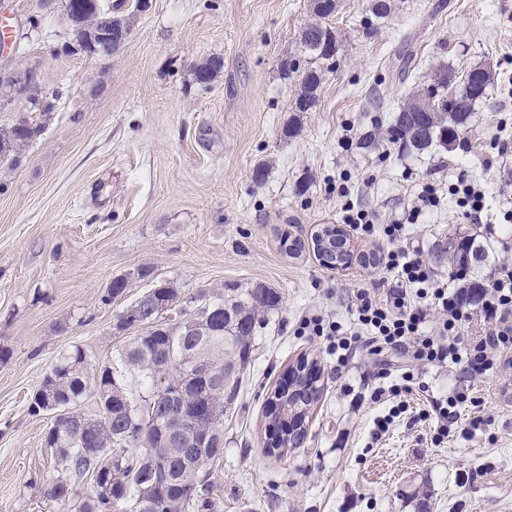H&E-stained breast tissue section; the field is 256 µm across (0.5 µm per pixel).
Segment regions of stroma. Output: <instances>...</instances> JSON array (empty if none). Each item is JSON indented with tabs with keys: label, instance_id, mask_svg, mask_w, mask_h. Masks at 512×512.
<instances>
[{
	"label": "stroma",
	"instance_id": "stroma-1",
	"mask_svg": "<svg viewBox=\"0 0 512 512\" xmlns=\"http://www.w3.org/2000/svg\"><path fill=\"white\" fill-rule=\"evenodd\" d=\"M63 4L8 0L0 9L12 67H37L54 104L44 117L27 98L0 95V129L21 118L46 124L19 165L0 164V349L10 353L0 362V512L50 509L51 417L29 410L44 376L73 346L117 365L129 336L114 329L116 316L159 280L186 296L258 282L281 296L224 412V463L211 478L217 512H512V392H501L498 377L467 383L457 365L416 368L366 345L344 363L326 339L297 333L312 311L350 324L353 289L393 285L381 240L350 236L364 260L342 270L309 248L349 203L384 224L436 185L441 203L407 225L408 244L449 279L450 247L477 235L488 256L473 264V280L512 270V223L500 217L512 198V0H394L370 38L361 27L370 0H337V64L315 107L299 115L309 61L298 35L313 18L311 0H147L143 10L126 0L131 34L109 59L75 49ZM211 56L224 66L203 88L192 68ZM287 61L298 67L288 78ZM441 63L459 75L477 64L492 70L464 135L469 149L417 154L385 138L364 148L363 133L387 128ZM291 122L298 130L289 136ZM461 176L485 193L481 223L448 193ZM286 231L306 243L297 256L280 247ZM117 277L128 288L104 304ZM302 356L321 368L306 438L267 453V401ZM407 368L409 409L375 438L383 408L372 394ZM463 384L484 398V425L461 414L452 437L432 444L418 413Z\"/></svg>",
	"mask_w": 512,
	"mask_h": 512
}]
</instances>
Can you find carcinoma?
<instances>
[{"mask_svg":"<svg viewBox=\"0 0 512 512\" xmlns=\"http://www.w3.org/2000/svg\"><path fill=\"white\" fill-rule=\"evenodd\" d=\"M391 0H372V17L364 20L363 34L377 33L375 21L387 17ZM66 11L81 14V27L73 37H85L107 25L130 27L129 17L95 9L90 0H67ZM318 21L300 31L301 52L328 66L336 64L338 48L326 51L320 40L337 42L332 16L312 4ZM222 70V60L206 58L193 66L197 84L209 85ZM435 98L427 111L416 112L419 92H414L393 113L388 140L423 154L435 146L453 145L469 125L476 102L488 96L491 72L486 66L471 68L464 80L446 65L432 71ZM322 71H304L294 111L307 112L316 103ZM45 124L21 119L0 131V162L19 164L22 152L37 141ZM128 288V280H112L103 303L110 304ZM280 303L279 292L264 284L250 288L200 290L185 298L174 283L161 280L143 299L123 310L125 329H140L120 353L121 369L100 368L79 346L65 350L43 378L30 403L33 413L65 410L56 414L45 434L46 447L56 461L58 475L44 496L52 512H215L212 472L224 461V405L239 391L240 374L250 363L257 328L266 324ZM176 317L155 324L159 312ZM186 354L210 364L212 377L187 384L195 399L192 418L170 414L158 394L166 374L165 359ZM319 377L297 364L289 382L279 387L270 440L277 446L298 448L306 437L309 406L318 398ZM211 426L206 448L186 447L198 426ZM88 483L84 497L74 487Z\"/></svg>","mask_w":512,"mask_h":512,"instance_id":"cac0c4a2","label":"carcinoma"}]
</instances>
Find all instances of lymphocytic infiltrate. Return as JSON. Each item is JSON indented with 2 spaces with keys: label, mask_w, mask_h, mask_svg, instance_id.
I'll return each mask as SVG.
<instances>
[{
  "label": "lymphocytic infiltrate",
  "mask_w": 512,
  "mask_h": 512,
  "mask_svg": "<svg viewBox=\"0 0 512 512\" xmlns=\"http://www.w3.org/2000/svg\"><path fill=\"white\" fill-rule=\"evenodd\" d=\"M441 198L435 185H426L411 207L388 224L378 225L374 212L360 209L347 213L344 222L360 237L382 235L390 244L385 269L397 279L395 288L378 293L373 288L354 291L359 331H343L338 321L320 315L301 319L299 334L324 336L337 349L352 353L359 339H366L375 353L406 352L422 366L459 365L465 378L478 379L512 369V270L489 285L474 290L466 285L469 265L459 263L458 287H448L424 262L419 250L404 245L406 225L437 208ZM479 318V336L465 339L472 318Z\"/></svg>",
  "instance_id": "1"
}]
</instances>
